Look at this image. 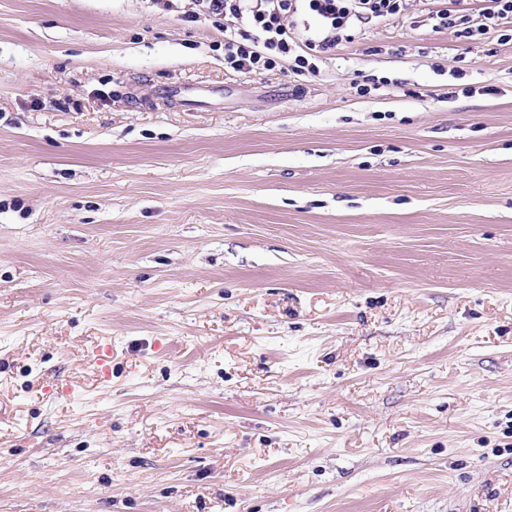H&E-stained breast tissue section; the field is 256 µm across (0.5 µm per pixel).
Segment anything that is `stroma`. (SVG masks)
Here are the masks:
<instances>
[{"instance_id":"1","label":"stroma","mask_w":512,"mask_h":512,"mask_svg":"<svg viewBox=\"0 0 512 512\" xmlns=\"http://www.w3.org/2000/svg\"><path fill=\"white\" fill-rule=\"evenodd\" d=\"M434 8L0 0V512H512V45ZM203 13L224 28V65L236 73L262 74L292 60L288 72L312 73L317 54L342 39L354 40L358 28L398 15L404 0H198ZM247 15L248 28L223 25L227 17ZM309 18L319 37L305 36L298 17ZM220 90L213 89L207 87L206 89L200 87H194L190 85L178 84L172 86L163 87L160 90V96L165 100H172L177 97L185 98L184 101H194L197 103H201L200 100H195V98H204L209 94L217 92Z\"/></svg>"}]
</instances>
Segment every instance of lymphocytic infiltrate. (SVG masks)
Segmentation results:
<instances>
[{"mask_svg": "<svg viewBox=\"0 0 512 512\" xmlns=\"http://www.w3.org/2000/svg\"><path fill=\"white\" fill-rule=\"evenodd\" d=\"M206 16L221 21L248 16L245 28L225 27L224 65L242 74L273 70L291 59L290 71L314 72L319 53L353 41L358 28L398 15L404 0H198ZM431 15L434 31L471 39L512 17V0H482L478 13H462V0Z\"/></svg>", "mask_w": 512, "mask_h": 512, "instance_id": "obj_1", "label": "lymphocytic infiltrate"}]
</instances>
